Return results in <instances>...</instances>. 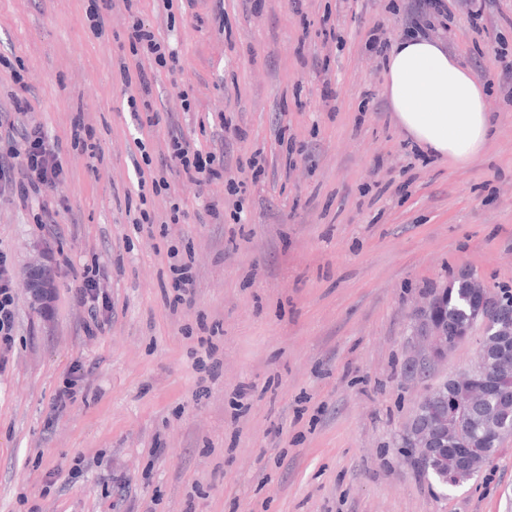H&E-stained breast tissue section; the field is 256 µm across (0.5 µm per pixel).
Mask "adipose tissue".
I'll return each mask as SVG.
<instances>
[{
	"label": "adipose tissue",
	"mask_w": 512,
	"mask_h": 512,
	"mask_svg": "<svg viewBox=\"0 0 512 512\" xmlns=\"http://www.w3.org/2000/svg\"><path fill=\"white\" fill-rule=\"evenodd\" d=\"M384 91L399 126L430 154L466 163L491 135L485 86L441 42L416 37L393 43Z\"/></svg>",
	"instance_id": "adipose-tissue-1"
}]
</instances>
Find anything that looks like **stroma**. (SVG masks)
<instances>
[{"label": "stroma", "instance_id": "stroma-1", "mask_svg": "<svg viewBox=\"0 0 512 512\" xmlns=\"http://www.w3.org/2000/svg\"><path fill=\"white\" fill-rule=\"evenodd\" d=\"M445 3L428 36L488 84L494 120L465 164L405 138L367 49L405 37L415 0H112L98 28L94 0H0V105L21 72L67 174L61 238L37 203L0 197L18 310L0 364V512H512V436L457 487L405 448L423 394L473 367L482 336L419 371L417 307L464 271L512 293V0L476 21ZM136 16L177 56L153 108L192 147L223 145V180L171 169L168 193L140 199L133 141L158 164L168 135H142L127 105ZM78 124L96 152L75 144ZM174 202L185 216L169 224ZM142 205L153 223H133ZM174 248L195 280L179 305ZM53 258L43 313L26 272ZM94 262L112 317L90 338L74 293ZM74 374L75 401L53 413Z\"/></svg>", "mask_w": 512, "mask_h": 512}]
</instances>
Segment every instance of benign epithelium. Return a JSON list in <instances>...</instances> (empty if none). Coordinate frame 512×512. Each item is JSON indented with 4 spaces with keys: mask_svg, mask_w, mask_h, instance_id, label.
<instances>
[{
    "mask_svg": "<svg viewBox=\"0 0 512 512\" xmlns=\"http://www.w3.org/2000/svg\"><path fill=\"white\" fill-rule=\"evenodd\" d=\"M459 278L470 288L469 321L451 322L445 305L448 289L433 290L416 311V338L425 346L417 357L418 366L428 368L443 361L477 323L484 326L486 337L474 367L427 392L419 402L424 413L405 428L417 462L433 468L441 483L449 485H458L482 469L486 464L483 449L496 445L512 430V309L503 308L500 298L471 273L463 272ZM29 286L36 300L48 301V269H31ZM481 408L487 411L484 432L472 438L462 425Z\"/></svg>",
    "mask_w": 512,
    "mask_h": 512,
    "instance_id": "1",
    "label": "benign epithelium"
}]
</instances>
